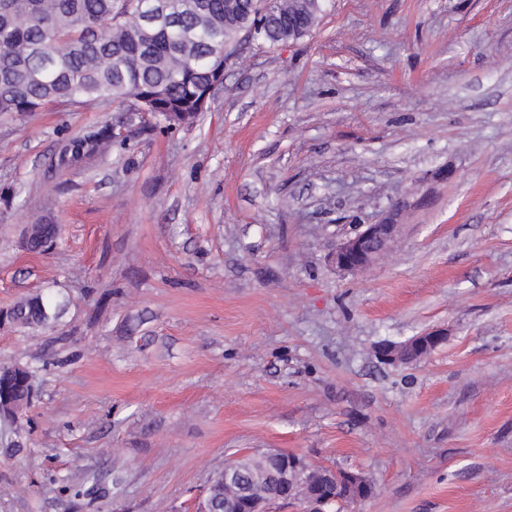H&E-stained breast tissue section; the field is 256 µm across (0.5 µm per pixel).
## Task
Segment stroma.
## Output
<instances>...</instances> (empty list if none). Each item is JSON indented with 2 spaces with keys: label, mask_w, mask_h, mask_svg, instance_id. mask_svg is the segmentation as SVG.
Wrapping results in <instances>:
<instances>
[{
  "label": "stroma",
  "mask_w": 512,
  "mask_h": 512,
  "mask_svg": "<svg viewBox=\"0 0 512 512\" xmlns=\"http://www.w3.org/2000/svg\"><path fill=\"white\" fill-rule=\"evenodd\" d=\"M387 218L391 253L338 271ZM34 294L64 313L0 330V365L41 366L0 512H196L263 451L369 480L326 512H512V0H322L190 124L0 114V310ZM401 224L384 220L378 224H359L354 235L336 245L332 261L346 273L358 274L369 269L390 248L399 235ZM446 337L439 330H434L413 336L406 340L405 344L414 349L418 356L421 357L435 351L444 343ZM244 457H239L234 462L224 466V472L217 473L210 484L208 489L209 500L215 504V511L217 512H236L239 507L234 502L225 503L224 507V484L228 479L234 481H241L242 476V465L241 460Z\"/></svg>",
  "instance_id": "obj_1"
}]
</instances>
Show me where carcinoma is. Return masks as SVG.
I'll use <instances>...</instances> for the list:
<instances>
[{
    "instance_id": "cac0c4a2",
    "label": "carcinoma",
    "mask_w": 512,
    "mask_h": 512,
    "mask_svg": "<svg viewBox=\"0 0 512 512\" xmlns=\"http://www.w3.org/2000/svg\"><path fill=\"white\" fill-rule=\"evenodd\" d=\"M142 0H0V114L38 112L47 105L129 100L137 112L191 122L212 72L241 45L275 46L307 35L321 0H167L170 24L141 21ZM14 327L36 329L57 316L41 297L17 301ZM36 367L0 369V415L13 424L33 397ZM215 512L224 502V473L208 489Z\"/></svg>"
}]
</instances>
